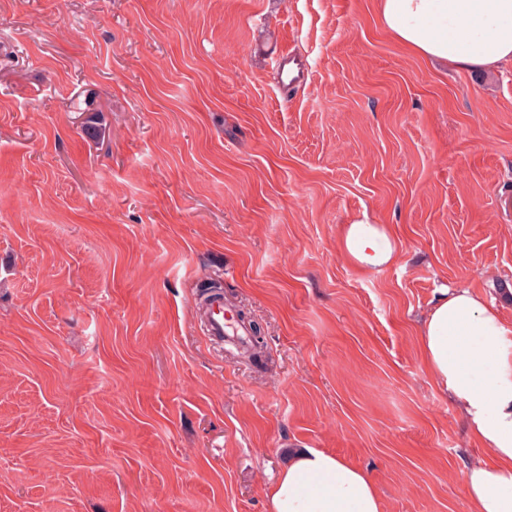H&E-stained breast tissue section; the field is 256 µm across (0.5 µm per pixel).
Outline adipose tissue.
Wrapping results in <instances>:
<instances>
[{"instance_id": "1", "label": "adipose tissue", "mask_w": 512, "mask_h": 512, "mask_svg": "<svg viewBox=\"0 0 512 512\" xmlns=\"http://www.w3.org/2000/svg\"><path fill=\"white\" fill-rule=\"evenodd\" d=\"M384 28L427 61L465 70L512 63V0H377ZM342 248L377 274L397 259L385 225L364 218L343 228ZM428 373L457 404L486 456L467 465L477 512H512V325L468 288H445L420 325ZM271 512H384L366 472L317 448L291 454L268 492Z\"/></svg>"}]
</instances>
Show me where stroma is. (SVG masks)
<instances>
[{
  "mask_svg": "<svg viewBox=\"0 0 512 512\" xmlns=\"http://www.w3.org/2000/svg\"><path fill=\"white\" fill-rule=\"evenodd\" d=\"M508 196L512 66L431 64L376 0H0V512H269L303 446L384 512H477L418 323L461 287L512 324ZM211 280L266 367L204 337ZM341 244L354 265L373 274L382 272L397 259V244L385 224H374L366 215L344 225Z\"/></svg>",
  "mask_w": 512,
  "mask_h": 512,
  "instance_id": "obj_1",
  "label": "stroma"
}]
</instances>
